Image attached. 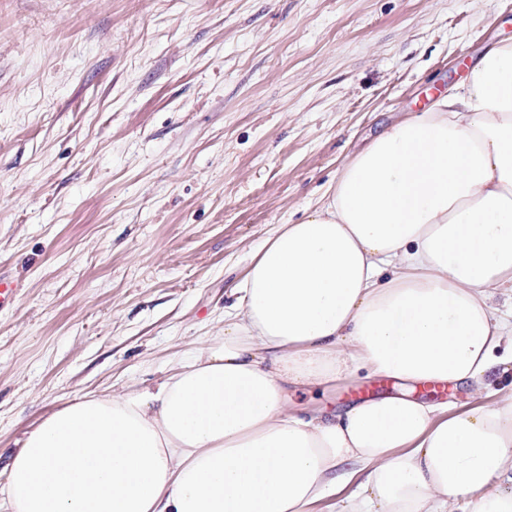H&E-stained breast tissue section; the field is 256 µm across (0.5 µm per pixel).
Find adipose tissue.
<instances>
[{
  "mask_svg": "<svg viewBox=\"0 0 512 512\" xmlns=\"http://www.w3.org/2000/svg\"><path fill=\"white\" fill-rule=\"evenodd\" d=\"M237 293L223 344L155 390L46 417L0 512H512V397L284 407L363 368L478 392L512 356V39L356 153Z\"/></svg>",
  "mask_w": 512,
  "mask_h": 512,
  "instance_id": "adipose-tissue-1",
  "label": "adipose tissue"
}]
</instances>
